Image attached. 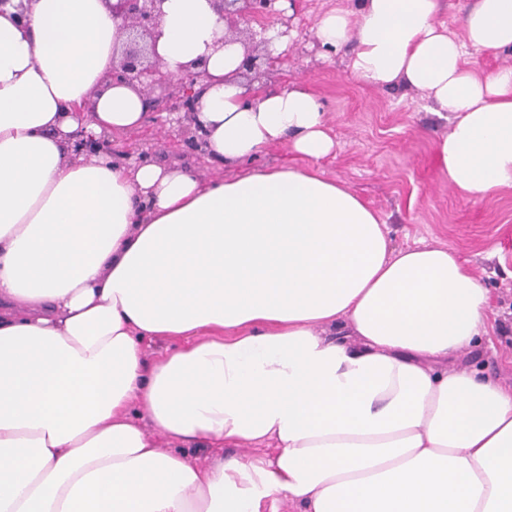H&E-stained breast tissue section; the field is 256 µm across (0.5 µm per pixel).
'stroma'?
Wrapping results in <instances>:
<instances>
[{
  "instance_id": "obj_1",
  "label": "stroma",
  "mask_w": 512,
  "mask_h": 512,
  "mask_svg": "<svg viewBox=\"0 0 512 512\" xmlns=\"http://www.w3.org/2000/svg\"><path fill=\"white\" fill-rule=\"evenodd\" d=\"M279 30L293 33L288 60L266 79L273 89L301 85L319 97L328 114L334 155L322 160L324 177L356 193L387 224L395 246L425 240L456 252L490 295L488 336L463 355L460 366L476 368L503 388H512V189L468 198L448 185L436 161L439 140L450 125L448 113L424 94L400 85L370 87L350 73L349 52L325 51L314 26L326 10L356 9L359 0H293ZM190 122H170L158 112L142 129L106 135L112 158L128 163L150 157L178 164L206 179L234 171L207 161L191 145Z\"/></svg>"
}]
</instances>
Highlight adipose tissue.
<instances>
[{
	"label": "adipose tissue",
	"mask_w": 512,
	"mask_h": 512,
	"mask_svg": "<svg viewBox=\"0 0 512 512\" xmlns=\"http://www.w3.org/2000/svg\"><path fill=\"white\" fill-rule=\"evenodd\" d=\"M117 2L0 8V512H512V392L453 364L486 332V288L445 247H393L316 169L336 146L321 103L246 86L212 0H164L154 55L205 68L203 149L239 174L77 152L149 115L112 81ZM439 8L361 0L314 34L362 83L450 113L454 189L511 188L512 66L466 55L512 51V0H475L460 39ZM279 143L300 165L255 166ZM157 337L185 344L147 361ZM164 439L276 455L199 465ZM469 62L484 73H493L502 65H512V55L493 56L479 52L473 53Z\"/></svg>",
	"instance_id": "adipose-tissue-1"
}]
</instances>
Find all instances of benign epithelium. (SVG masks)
I'll use <instances>...</instances> for the list:
<instances>
[{"instance_id": "7a95c632", "label": "benign epithelium", "mask_w": 512, "mask_h": 512, "mask_svg": "<svg viewBox=\"0 0 512 512\" xmlns=\"http://www.w3.org/2000/svg\"><path fill=\"white\" fill-rule=\"evenodd\" d=\"M163 2L164 0H120L119 12L124 19V27L136 34V37L131 39L120 64L112 69V80L137 86L149 97L157 88L169 90V96L175 99L177 109L191 121L196 111L197 99L193 91V82L175 79L163 72L157 59L143 62L144 48L140 41L156 37ZM277 2L278 0H214L218 13L228 20L226 34L221 42L242 43L244 59L241 70H253L258 78L264 75L258 67V55L250 50L247 40L237 28L235 19H261L264 21L262 30L265 31L271 27L270 20L280 19L281 12L275 7Z\"/></svg>"}]
</instances>
